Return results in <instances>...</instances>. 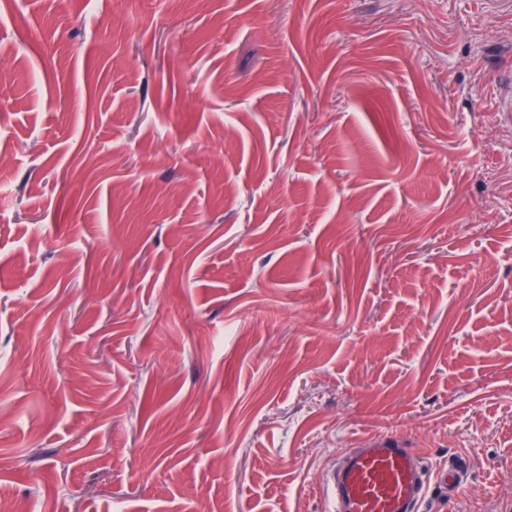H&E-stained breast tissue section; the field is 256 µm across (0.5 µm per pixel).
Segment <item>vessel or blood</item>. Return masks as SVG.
<instances>
[{
	"label": "vessel or blood",
	"instance_id": "vessel-or-blood-1",
	"mask_svg": "<svg viewBox=\"0 0 512 512\" xmlns=\"http://www.w3.org/2000/svg\"><path fill=\"white\" fill-rule=\"evenodd\" d=\"M427 489L421 457L396 437L371 436L328 470L330 512H420Z\"/></svg>",
	"mask_w": 512,
	"mask_h": 512
}]
</instances>
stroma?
Instances as JSON below:
<instances>
[{
	"label": "stroma",
	"mask_w": 512,
	"mask_h": 512,
	"mask_svg": "<svg viewBox=\"0 0 512 512\" xmlns=\"http://www.w3.org/2000/svg\"><path fill=\"white\" fill-rule=\"evenodd\" d=\"M511 96L512 0H0V512H512ZM421 456L394 436H371L328 470L324 495L332 512H419L427 480Z\"/></svg>",
	"instance_id": "stroma-1"
}]
</instances>
